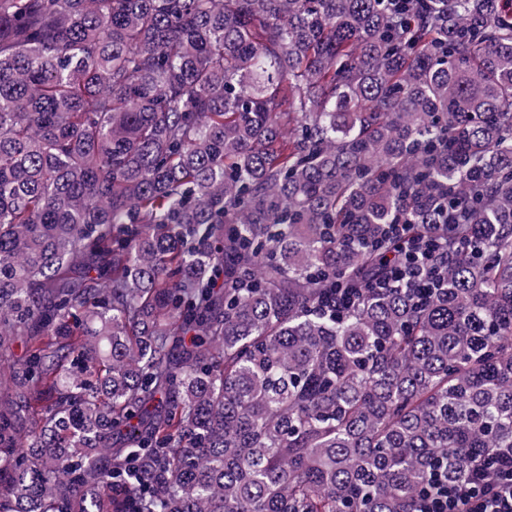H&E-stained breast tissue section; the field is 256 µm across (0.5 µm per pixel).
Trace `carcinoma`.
<instances>
[{
	"label": "carcinoma",
	"instance_id": "1",
	"mask_svg": "<svg viewBox=\"0 0 512 512\" xmlns=\"http://www.w3.org/2000/svg\"><path fill=\"white\" fill-rule=\"evenodd\" d=\"M427 232L426 303L369 287ZM511 451L512 0H0V512H414Z\"/></svg>",
	"mask_w": 512,
	"mask_h": 512
}]
</instances>
